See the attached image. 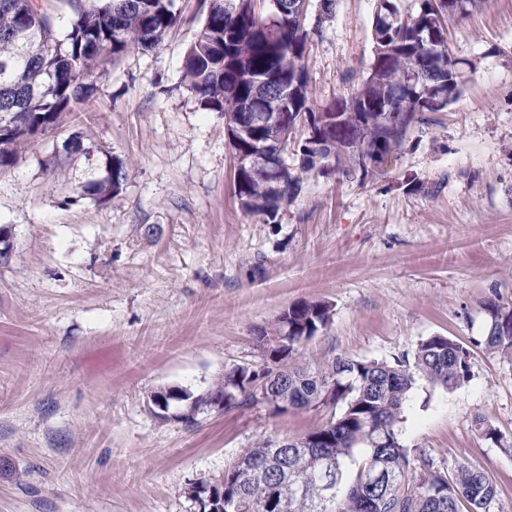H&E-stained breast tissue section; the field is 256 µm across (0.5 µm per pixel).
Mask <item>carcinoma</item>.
I'll return each mask as SVG.
<instances>
[{"instance_id":"1","label":"carcinoma","mask_w":512,"mask_h":512,"mask_svg":"<svg viewBox=\"0 0 512 512\" xmlns=\"http://www.w3.org/2000/svg\"><path fill=\"white\" fill-rule=\"evenodd\" d=\"M0 7V167L13 163L37 135L56 126L91 91L85 82L101 54L121 57L132 47L149 48L181 21L176 0H75L73 17L60 27L35 0H7ZM202 0L204 20L182 64L186 89L200 106L224 116L234 157L235 195L241 209L275 224L303 189L302 175L332 171L365 179L399 159L416 129L438 123L430 104L461 92L448 66V20L463 16L469 0H418L400 12L394 0H379L373 19V58L357 89L325 108L308 96V23L300 19L304 0ZM276 114L282 125L262 116ZM303 131L304 138H295ZM299 154L298 168L272 166L268 147ZM124 167L114 163L103 180L87 182L83 195L103 200L120 189ZM490 318L486 348L512 362V307L486 306ZM331 305H290L269 331L257 336L270 360L280 363L295 347L328 325ZM452 388L469 380V352L446 336L421 341L412 358L392 362L335 357L317 368L294 365L256 369L234 365L206 391L157 392L152 411L192 426L199 408L225 409L257 403L253 386L272 392L266 405L279 412L276 390L288 388V405L320 409L324 421L296 437L299 445L277 448L264 439L246 448L224 472V512H486L497 486L484 470L459 465L449 472L423 452L411 454L398 423L416 377ZM475 430L494 443L503 440L485 419ZM363 449L354 472L345 460ZM331 470L332 489L322 475Z\"/></svg>"}]
</instances>
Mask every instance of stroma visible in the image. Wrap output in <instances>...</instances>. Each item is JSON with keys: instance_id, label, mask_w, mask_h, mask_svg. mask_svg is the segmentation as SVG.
Listing matches in <instances>:
<instances>
[{"instance_id": "obj_1", "label": "stroma", "mask_w": 512, "mask_h": 512, "mask_svg": "<svg viewBox=\"0 0 512 512\" xmlns=\"http://www.w3.org/2000/svg\"><path fill=\"white\" fill-rule=\"evenodd\" d=\"M200 4L177 0L185 22L153 48L103 58L90 96L0 168L13 245L0 266V512H198L195 490L243 449L305 434L322 414L259 403L188 427L149 399L265 366L259 330L300 301L333 315L296 362L391 361L434 335L467 348L469 381H417L400 437L442 466L484 469L490 512H512V363L484 344L486 302L512 305V0H478L450 22L467 80L438 126L382 174L309 176L275 224L240 208L224 119L185 87ZM376 8L335 0L310 33L315 106L350 94ZM116 161L120 190L83 196Z\"/></svg>"}]
</instances>
